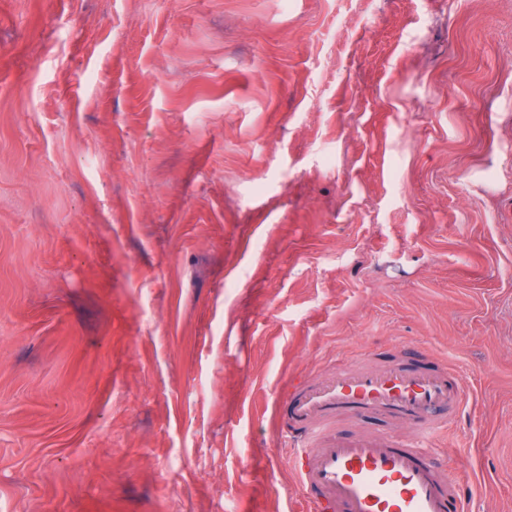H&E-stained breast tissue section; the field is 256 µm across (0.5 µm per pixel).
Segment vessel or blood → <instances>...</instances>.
Segmentation results:
<instances>
[{
    "label": "vessel or blood",
    "mask_w": 512,
    "mask_h": 512,
    "mask_svg": "<svg viewBox=\"0 0 512 512\" xmlns=\"http://www.w3.org/2000/svg\"><path fill=\"white\" fill-rule=\"evenodd\" d=\"M466 401L457 372L405 349L339 364L335 372L290 382L276 414L289 469L307 512H468L464 471L436 461L435 438ZM379 415L412 435L336 432L338 416Z\"/></svg>",
    "instance_id": "vessel-or-blood-1"
}]
</instances>
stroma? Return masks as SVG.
<instances>
[{
	"mask_svg": "<svg viewBox=\"0 0 512 512\" xmlns=\"http://www.w3.org/2000/svg\"><path fill=\"white\" fill-rule=\"evenodd\" d=\"M396 341L512 512V0H0V512H305L279 401Z\"/></svg>",
	"mask_w": 512,
	"mask_h": 512,
	"instance_id": "35a3bbf8",
	"label": "stroma"
}]
</instances>
